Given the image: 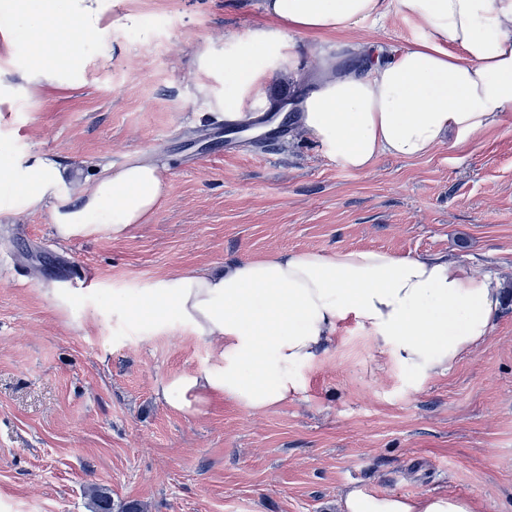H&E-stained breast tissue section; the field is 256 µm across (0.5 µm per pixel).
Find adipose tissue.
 <instances>
[{"label": "adipose tissue", "mask_w": 512, "mask_h": 512, "mask_svg": "<svg viewBox=\"0 0 512 512\" xmlns=\"http://www.w3.org/2000/svg\"><path fill=\"white\" fill-rule=\"evenodd\" d=\"M112 0H0V13L39 18V36L0 72V105L32 89L78 85L88 61L61 51L65 38L98 33ZM278 31L256 29L239 52L210 47L196 57L198 89L215 111L224 98L212 81L240 76L238 99L258 103L274 72L262 60L296 67L288 37L344 33L389 15L422 35L388 52L354 45L355 61L324 62L315 90L299 103V129L343 169L369 171L378 159L423 157L447 137L464 142L512 110V0H261ZM225 111V110H224ZM168 195L165 170L144 158L98 172L85 185L51 152L0 153V216L49 211L57 236L120 238L146 224ZM493 279L440 255L398 256L380 250L278 252L223 268L203 267L147 283L114 316L150 311V327L179 326L216 344V361L162 379L156 392L186 410L221 396L256 413L287 404L302 388L300 367L343 342L346 321L408 369L415 384L444 375L489 335L498 309ZM339 512H475L466 497L346 491Z\"/></svg>", "instance_id": "ef3b65f1"}]
</instances>
